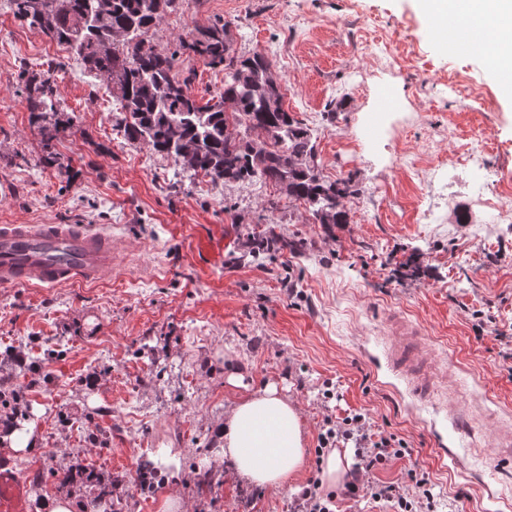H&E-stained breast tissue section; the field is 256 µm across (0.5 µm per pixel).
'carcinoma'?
Segmentation results:
<instances>
[{
  "label": "carcinoma",
  "mask_w": 512,
  "mask_h": 512,
  "mask_svg": "<svg viewBox=\"0 0 512 512\" xmlns=\"http://www.w3.org/2000/svg\"><path fill=\"white\" fill-rule=\"evenodd\" d=\"M16 18L65 47L112 95L116 124L132 144L174 158L180 173L212 182H271L306 206L317 224H347L345 202L357 193L350 178L324 179L311 129L283 108L279 75L262 52L240 55L228 38L229 22L216 21L159 51L148 32L175 0H9ZM224 70L214 103L192 91L194 72L179 69L183 55ZM64 64L22 72L25 101L42 117L59 111L56 74ZM256 132L251 138L239 126ZM296 249L275 229L248 235L238 260H257L275 249ZM64 483L96 479L90 468L60 469Z\"/></svg>",
  "instance_id": "cac0c4a2"
}]
</instances>
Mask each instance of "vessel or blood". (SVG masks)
Segmentation results:
<instances>
[{"label": "vessel or blood", "instance_id": "vessel-or-blood-1", "mask_svg": "<svg viewBox=\"0 0 512 512\" xmlns=\"http://www.w3.org/2000/svg\"><path fill=\"white\" fill-rule=\"evenodd\" d=\"M112 272V238L71 224H1L0 284L55 287L104 278ZM409 346L391 362L421 393L430 386L410 372ZM26 487L6 463H0V512H26Z\"/></svg>", "mask_w": 512, "mask_h": 512}]
</instances>
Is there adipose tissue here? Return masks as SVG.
<instances>
[{
	"mask_svg": "<svg viewBox=\"0 0 512 512\" xmlns=\"http://www.w3.org/2000/svg\"><path fill=\"white\" fill-rule=\"evenodd\" d=\"M219 451L248 482L283 486L305 462L299 414L275 384L243 395L224 416Z\"/></svg>",
	"mask_w": 512,
	"mask_h": 512,
	"instance_id": "adipose-tissue-1",
	"label": "adipose tissue"
}]
</instances>
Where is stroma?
<instances>
[{
  "label": "stroma",
  "mask_w": 512,
  "mask_h": 512,
  "mask_svg": "<svg viewBox=\"0 0 512 512\" xmlns=\"http://www.w3.org/2000/svg\"><path fill=\"white\" fill-rule=\"evenodd\" d=\"M218 20L238 53L269 56L321 175L357 183L349 221L313 223L270 183L177 174L173 158L130 144L105 89L0 0V225L89 224L113 250L105 281L0 286V392L21 397L0 401V425L38 438L0 461L78 512L102 483L115 512H160L174 490L189 512H294L321 476L326 419L360 414L409 454L371 472L352 459L344 481L399 483L413 469L435 512H512L497 447L512 431V223L481 204L512 199L507 78L449 47L447 20L416 0H178L149 38L165 51ZM59 61L61 111L34 121L20 75ZM371 112L389 128L355 149ZM58 120L70 127L50 166L41 131ZM465 145L486 150L484 169L451 162ZM270 226L298 249L236 263L248 233ZM395 311L421 331L433 397L391 365ZM232 368L242 386L228 384ZM271 382L305 436L303 468L278 489L230 478L215 451L225 411ZM56 465L93 466L99 483H62Z\"/></svg>",
  "instance_id": "35a3bbf8"
}]
</instances>
